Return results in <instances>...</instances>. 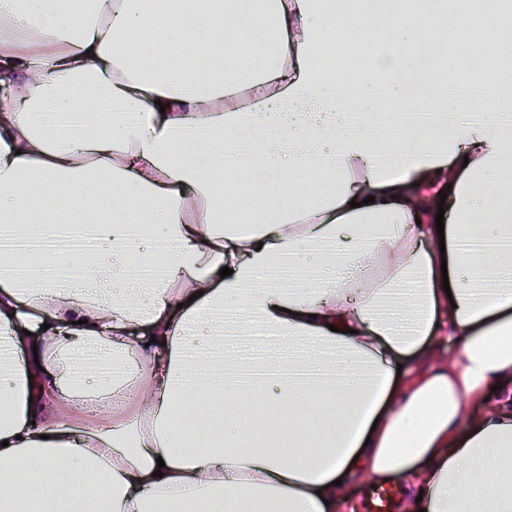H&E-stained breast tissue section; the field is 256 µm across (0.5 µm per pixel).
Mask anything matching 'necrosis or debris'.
Masks as SVG:
<instances>
[{
  "mask_svg": "<svg viewBox=\"0 0 512 512\" xmlns=\"http://www.w3.org/2000/svg\"><path fill=\"white\" fill-rule=\"evenodd\" d=\"M396 80L401 89L402 105L388 108L383 114L372 109H344L343 124L346 130L376 143L407 130L432 129L441 124L442 117L438 111L423 104L430 93L427 82L402 74L397 75ZM439 91L457 102L462 119L481 122L490 118L502 127L512 129V80H486L464 71L441 85ZM71 93L81 98L78 110L57 112L49 103L44 105L43 110L50 113L54 123L66 129L72 138H81L102 118L127 124H136L142 119L141 113L129 110L106 95L84 96L76 87L72 88ZM96 246L95 235L85 225L52 224L37 237L29 235L20 224L0 225V254L18 256L19 261L11 267L10 272L24 282H64L77 275L76 270L69 266L29 263V255L63 253L79 256L93 252ZM186 361L189 369L194 370L205 364L216 370L225 382L248 386L270 380L285 384L305 376L304 371L297 369L289 359L287 350H270L261 345L241 349L234 361L230 362L224 357L223 342L219 341L204 350H187ZM126 370L125 360H105L88 349L75 350L72 355V378L78 384L92 373L110 380L123 376Z\"/></svg>",
  "mask_w": 512,
  "mask_h": 512,
  "instance_id": "necrosis-or-debris-1",
  "label": "necrosis or debris"
}]
</instances>
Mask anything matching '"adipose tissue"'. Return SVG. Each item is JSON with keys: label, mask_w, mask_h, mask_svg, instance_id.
<instances>
[{"label": "adipose tissue", "mask_w": 512, "mask_h": 512, "mask_svg": "<svg viewBox=\"0 0 512 512\" xmlns=\"http://www.w3.org/2000/svg\"><path fill=\"white\" fill-rule=\"evenodd\" d=\"M385 72L445 81L459 61L438 17L383 14L379 0H186L181 12L145 0H0V221L38 234L63 218L91 224L94 252L70 283L13 278L0 254V512L35 500L45 512H347L346 486H399L402 512H512V253L481 256L485 277L458 278L472 256L462 235L512 236V200L483 179L512 180V132L446 115L433 130L375 146L339 122L334 79L313 57L327 30L345 40L360 18ZM487 10L465 17L479 75L512 38ZM188 74L168 64L186 42ZM205 83L198 96L187 76ZM122 101L145 120L75 141L38 105L74 110L70 87ZM281 128L259 167L225 179L209 151L176 134L200 124ZM444 215L437 229L436 215ZM174 242L167 274L127 279L131 219ZM313 255L319 276L294 283L287 261ZM231 274L220 277L221 268ZM248 313L287 344L298 366L334 373L234 389L186 381L206 312ZM452 354H443L445 345ZM128 356L119 379L71 383V355ZM210 449L196 453L177 420L200 401ZM484 403L474 415L476 403Z\"/></svg>", "instance_id": "obj_1"}]
</instances>
